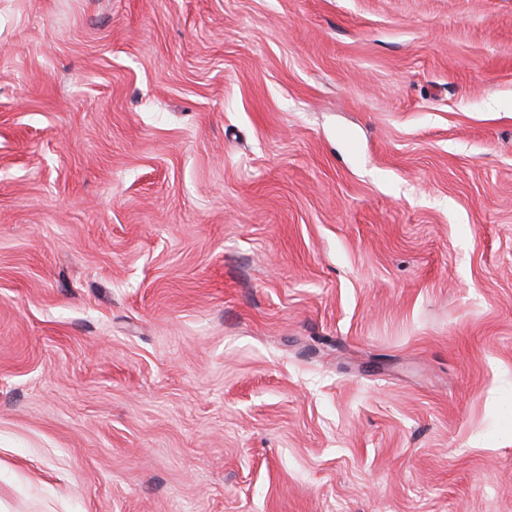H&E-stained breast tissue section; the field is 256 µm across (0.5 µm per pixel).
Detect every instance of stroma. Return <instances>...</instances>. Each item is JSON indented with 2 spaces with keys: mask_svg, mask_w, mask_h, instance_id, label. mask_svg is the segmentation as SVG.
<instances>
[{
  "mask_svg": "<svg viewBox=\"0 0 512 512\" xmlns=\"http://www.w3.org/2000/svg\"><path fill=\"white\" fill-rule=\"evenodd\" d=\"M6 512H512V0H0Z\"/></svg>",
  "mask_w": 512,
  "mask_h": 512,
  "instance_id": "1",
  "label": "stroma"
}]
</instances>
